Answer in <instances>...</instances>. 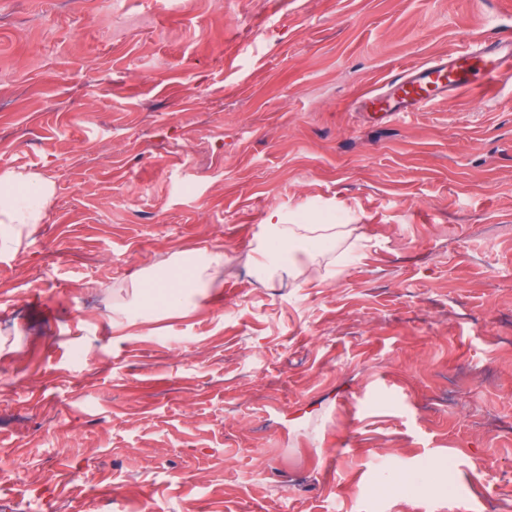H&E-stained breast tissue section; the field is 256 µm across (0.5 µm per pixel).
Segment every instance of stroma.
<instances>
[{"label":"stroma","instance_id":"stroma-1","mask_svg":"<svg viewBox=\"0 0 512 512\" xmlns=\"http://www.w3.org/2000/svg\"><path fill=\"white\" fill-rule=\"evenodd\" d=\"M115 2L0 0V172L55 184L0 254V512H512V83L354 106L497 0ZM326 213L328 283H259ZM217 245L192 313L125 287ZM347 224H277L269 222L263 224V234L259 239L254 255L248 256L255 266L269 273L267 283L274 281L275 276L284 274L293 277L297 286L320 280L328 283L321 269L315 265L312 253L315 244L329 242L332 248L336 242L342 240L351 230ZM295 248L304 250L306 259L297 260L290 257V251ZM288 253V258L284 255Z\"/></svg>","mask_w":512,"mask_h":512}]
</instances>
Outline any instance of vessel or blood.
Returning a JSON list of instances; mask_svg holds the SVG:
<instances>
[{
  "label": "vessel or blood",
  "mask_w": 512,
  "mask_h": 512,
  "mask_svg": "<svg viewBox=\"0 0 512 512\" xmlns=\"http://www.w3.org/2000/svg\"><path fill=\"white\" fill-rule=\"evenodd\" d=\"M497 34L428 61L400 66L384 84L361 93L356 109L363 120L387 124L408 112L461 94L489 95L512 80V5L498 12Z\"/></svg>",
  "instance_id": "obj_1"
}]
</instances>
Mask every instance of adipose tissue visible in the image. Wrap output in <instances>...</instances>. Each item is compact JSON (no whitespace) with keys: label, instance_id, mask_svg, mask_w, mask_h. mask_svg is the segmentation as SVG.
Masks as SVG:
<instances>
[{"label":"adipose tissue","instance_id":"obj_1","mask_svg":"<svg viewBox=\"0 0 512 512\" xmlns=\"http://www.w3.org/2000/svg\"><path fill=\"white\" fill-rule=\"evenodd\" d=\"M54 194L50 180L37 172H0V226L16 229L44 223ZM347 235L341 224L268 223L251 257L270 276L288 275L299 285L322 279L312 250L320 242L336 243Z\"/></svg>","mask_w":512,"mask_h":512}]
</instances>
